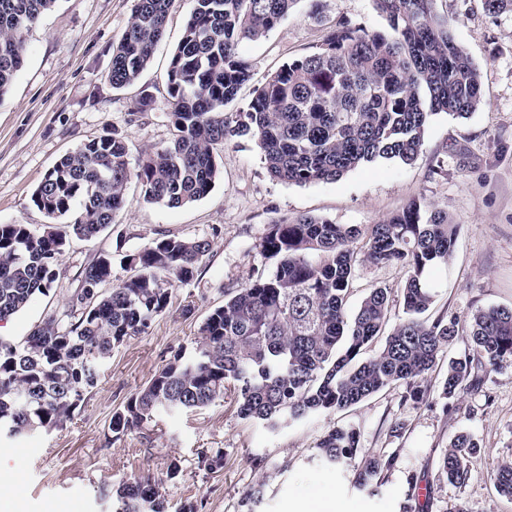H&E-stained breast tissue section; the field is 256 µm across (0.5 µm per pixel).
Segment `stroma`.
<instances>
[{
	"label": "stroma",
	"mask_w": 512,
	"mask_h": 512,
	"mask_svg": "<svg viewBox=\"0 0 512 512\" xmlns=\"http://www.w3.org/2000/svg\"><path fill=\"white\" fill-rule=\"evenodd\" d=\"M136 0H56L24 35V62L0 96V224L39 229L48 217L31 202L46 172L64 155L107 130L124 138L131 160L164 148L172 138L166 80L192 0H175L165 34L148 68L134 85L115 88L107 74L112 45L129 25ZM453 19L457 42L483 74V104L469 117L441 113L431 118L423 149L409 164L379 159L359 165L333 182L296 185L271 179L253 141H226L217 161L220 175L203 199L177 208L144 200L130 183L126 203L113 223L94 238L72 240L56 288L34 295L6 322L8 341L18 344L76 287L81 262L101 251L112 254V281L130 275L124 255L150 244L159 232L206 237L213 249L195 279L175 284L173 303L147 332L130 338L107 359L98 386L63 428L18 439L0 458V480L11 487L16 512H100L96 489L144 473L164 476L169 458L184 468L183 493L202 501L199 512H239L250 487L263 485L256 512H298L317 494L333 496L342 512H398L424 487L423 512H512L494 475L512 461V368L484 374L480 385L447 400L441 384L449 358L464 354L465 341L446 349L429 373V398L405 400L394 385L359 404L325 412L276 429L238 417L232 395L202 410L161 416L150 432L135 430L107 441L109 417L141 389L179 350H191L207 314L223 304L222 288L243 285L253 270L268 268L257 248L269 224L283 217L313 215L337 224L367 226L413 201L448 211L460 224L448 265L432 273L430 316H466L491 306L512 308V14L488 15L482 0H438ZM384 32L388 22L373 0H297L265 36L242 41L240 57L251 78L225 105L228 117L246 111L254 90L285 63L317 50L339 23ZM154 98L134 112L141 93ZM402 269L360 265L350 308L370 288H391V322L402 318ZM401 424L400 435L391 428ZM359 433L358 457L396 454L375 493L352 485L353 469L323 466L316 445L332 426ZM470 431L482 451L463 486L439 478L438 465L450 438ZM224 451V466L200 469L197 454Z\"/></svg>",
	"instance_id": "35a3bbf8"
}]
</instances>
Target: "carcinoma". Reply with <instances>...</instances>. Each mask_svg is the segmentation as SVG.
Here are the masks:
<instances>
[{
  "label": "carcinoma",
  "mask_w": 512,
  "mask_h": 512,
  "mask_svg": "<svg viewBox=\"0 0 512 512\" xmlns=\"http://www.w3.org/2000/svg\"><path fill=\"white\" fill-rule=\"evenodd\" d=\"M56 0H0V97L23 63V35ZM183 36L167 72L171 143L131 163L123 137L84 142L44 176L31 200L63 227L41 232L0 224V321L57 283L71 236L89 239L113 222L136 181L143 197L168 207L209 194L219 175L217 149L248 137L269 176L305 185L335 181L377 159L410 164L424 144L431 116L466 117L482 103V72L457 43L438 0H373L391 33L332 30L317 51L295 59L256 91L244 118L224 105L250 80L238 44L271 31L295 0H192ZM174 0H137L134 18L112 46L108 80L115 88L138 80L163 38ZM460 225L448 211L410 202L373 224H335L311 215L274 222L258 243L272 269L241 286L224 287V303L203 320L193 352L174 355L149 382L112 412L106 440L142 430L162 414L197 411L232 392L244 420L277 428L319 413L348 409L393 385L404 398L427 397V375L458 339L468 352L448 360L441 395L454 398L481 373L512 367V308L480 309L465 320L425 316L433 303L430 274L448 265ZM212 241L160 233L127 256V279L112 282V254L99 252L79 267L78 285L16 345L0 339V425L10 439L62 426L97 386L99 364L145 332L169 307L174 283L191 282ZM359 262L391 264L405 272L404 317L388 326L390 291L370 289L348 311ZM372 357L364 350L379 337ZM359 433L334 426L320 438L318 458L344 466L355 457ZM481 446L468 431L455 434L440 462L449 483L462 486ZM393 455L369 457L353 485L377 491ZM208 472L224 467V452L203 451ZM183 469L173 457L165 478L149 475L99 487L105 512H169L170 491ZM512 497V462L495 475Z\"/></svg>",
  "instance_id": "obj_1"
}]
</instances>
